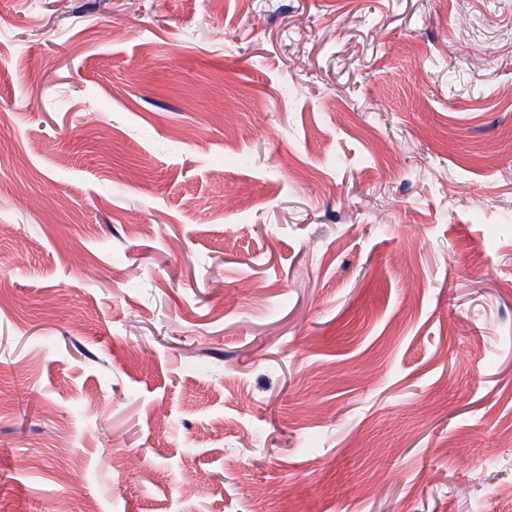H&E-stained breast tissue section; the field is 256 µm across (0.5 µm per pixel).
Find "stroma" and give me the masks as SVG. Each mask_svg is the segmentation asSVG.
<instances>
[{
    "label": "stroma",
    "mask_w": 512,
    "mask_h": 512,
    "mask_svg": "<svg viewBox=\"0 0 512 512\" xmlns=\"http://www.w3.org/2000/svg\"><path fill=\"white\" fill-rule=\"evenodd\" d=\"M0 280V512H512V0H0Z\"/></svg>",
    "instance_id": "obj_1"
}]
</instances>
